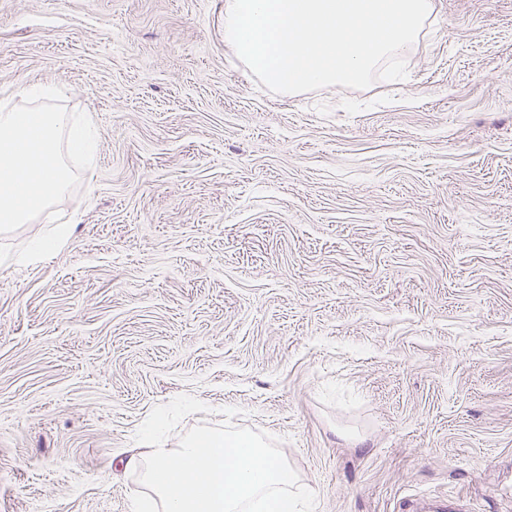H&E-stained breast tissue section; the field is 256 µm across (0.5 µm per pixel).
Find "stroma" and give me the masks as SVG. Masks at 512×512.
<instances>
[{
  "label": "stroma",
  "mask_w": 512,
  "mask_h": 512,
  "mask_svg": "<svg viewBox=\"0 0 512 512\" xmlns=\"http://www.w3.org/2000/svg\"><path fill=\"white\" fill-rule=\"evenodd\" d=\"M433 4L404 80L290 97L224 0H0V103L97 130L0 236V512H132L182 394L167 448L239 408L314 512H512V0Z\"/></svg>",
  "instance_id": "35a3bbf8"
}]
</instances>
